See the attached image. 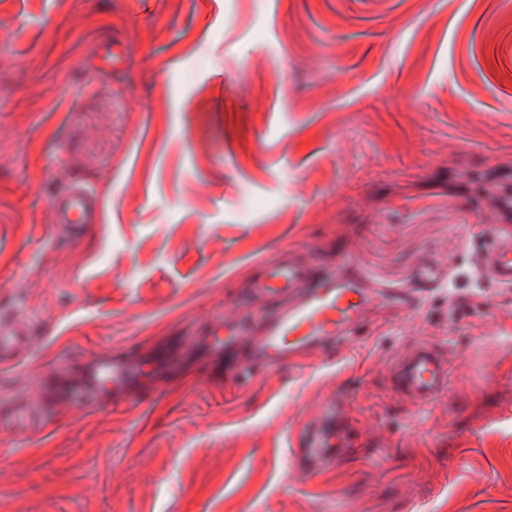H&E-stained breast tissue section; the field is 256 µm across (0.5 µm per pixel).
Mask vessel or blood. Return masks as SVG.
<instances>
[{
	"instance_id": "obj_1",
	"label": "vessel or blood",
	"mask_w": 512,
	"mask_h": 512,
	"mask_svg": "<svg viewBox=\"0 0 512 512\" xmlns=\"http://www.w3.org/2000/svg\"><path fill=\"white\" fill-rule=\"evenodd\" d=\"M58 223H89L97 201L85 188L74 187L53 202ZM479 275L500 288H512V229L490 233L480 252ZM261 303L248 314L213 319L195 341L197 352L222 355L228 348H246L250 361L246 375L270 372L294 358L324 355L348 341L368 318L379 298L363 280L334 273H321L292 255L260 264L251 282ZM19 329L11 320H0V360L18 351ZM178 346L157 349L150 358H133L131 353L110 354L91 359L79 379L66 386L64 394L75 407H83L95 397L102 382L112 386L116 399L146 401L141 386L147 370L166 371L182 355ZM449 365L434 345L421 342L401 354L396 361L398 390L418 407L434 405L448 393ZM340 407L326 403L314 432L302 440L301 468L335 464V446Z\"/></svg>"
}]
</instances>
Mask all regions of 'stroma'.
Here are the masks:
<instances>
[{
	"instance_id": "stroma-1",
	"label": "stroma",
	"mask_w": 512,
	"mask_h": 512,
	"mask_svg": "<svg viewBox=\"0 0 512 512\" xmlns=\"http://www.w3.org/2000/svg\"><path fill=\"white\" fill-rule=\"evenodd\" d=\"M494 172L512 196V0H0V319L27 335L0 362V512H512ZM75 183L99 223H54ZM286 249L376 289L358 335L246 382L184 364L143 407L58 393L244 309ZM420 342L450 365L428 409L393 381ZM336 398L353 442L302 475ZM488 237L480 251L479 275L499 288H512V229L499 228Z\"/></svg>"
}]
</instances>
